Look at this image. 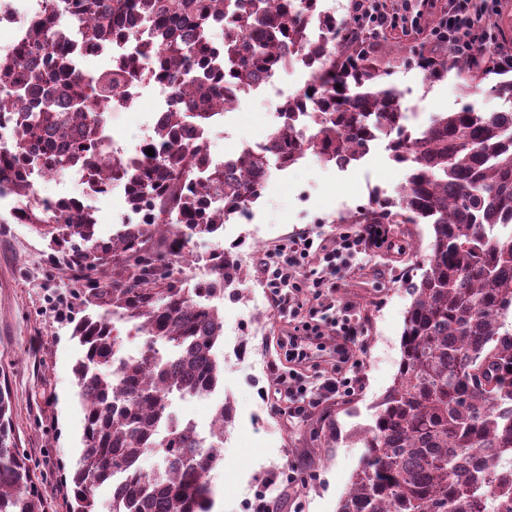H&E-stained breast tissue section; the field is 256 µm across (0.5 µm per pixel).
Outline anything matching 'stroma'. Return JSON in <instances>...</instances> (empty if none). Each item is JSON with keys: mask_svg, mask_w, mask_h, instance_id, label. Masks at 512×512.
Wrapping results in <instances>:
<instances>
[{"mask_svg": "<svg viewBox=\"0 0 512 512\" xmlns=\"http://www.w3.org/2000/svg\"><path fill=\"white\" fill-rule=\"evenodd\" d=\"M389 80L416 110L413 125L439 112L473 103L495 111L503 99L465 93L455 75L428 82L415 65L391 61ZM282 106L274 93L242 97L225 129L208 140L212 156L238 153L262 139ZM156 102L145 95L129 110L114 113L113 133L137 143L152 124ZM406 170L390 159L385 141L362 160L340 169L313 154L271 180L253 206L254 220H227L220 237L195 238L204 255L214 248L242 254L246 280L238 296L224 298V380L212 399L176 406L179 418L210 421L214 405L234 400L235 418L223 444L224 464L213 474L219 512H239L243 500L266 499L273 512H336L365 453L363 432L373 425L377 405L394 382L401 357L404 317L410 303L405 283L418 279L429 251L425 224L388 225V239L359 255L336 278V302L349 307L359 324L360 367L337 362L319 339L300 372L306 383L327 377L350 379L353 392L340 398L294 399L289 363L281 340L288 316L274 311L270 288L257 271L259 257L287 246L291 235L309 230L314 239L347 231L337 212L356 215L374 192L391 197ZM13 200L0 201V386L10 391L18 446L29 458L42 493L55 512H66L70 475L83 446V407L73 375L81 348L72 321L100 312L98 300L80 303L63 260H50V245L30 225L14 223ZM332 422L336 433L324 431Z\"/></svg>", "mask_w": 512, "mask_h": 512, "instance_id": "stroma-1", "label": "stroma"}]
</instances>
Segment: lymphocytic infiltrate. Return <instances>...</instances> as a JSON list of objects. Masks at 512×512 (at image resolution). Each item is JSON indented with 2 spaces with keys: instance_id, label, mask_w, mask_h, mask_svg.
I'll list each match as a JSON object with an SVG mask.
<instances>
[{
  "instance_id": "f902f5d3",
  "label": "lymphocytic infiltrate",
  "mask_w": 512,
  "mask_h": 512,
  "mask_svg": "<svg viewBox=\"0 0 512 512\" xmlns=\"http://www.w3.org/2000/svg\"><path fill=\"white\" fill-rule=\"evenodd\" d=\"M424 2L397 0L396 4L390 5L386 0H356L368 27L377 31L398 25L406 30L420 29ZM499 12V0H448L447 7L437 16L431 29L432 41L447 47L454 65H478L480 57L475 45L496 43ZM384 236V225L365 224L356 233L340 235L334 246L326 248L325 266L320 276L312 281L313 303L309 306L300 297L302 287L297 275L314 245L311 234H302L289 246L260 259L258 271L271 288L273 307L287 312L289 321L294 324L283 341L289 360L300 364L308 359L305 339L320 335V327L324 324L329 325L333 333L337 357L343 361L352 358L359 327L347 312L337 311L333 297L334 278L337 272L349 267L357 255L367 252Z\"/></svg>"
}]
</instances>
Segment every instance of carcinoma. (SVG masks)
<instances>
[{
  "instance_id": "carcinoma-1",
  "label": "carcinoma",
  "mask_w": 512,
  "mask_h": 512,
  "mask_svg": "<svg viewBox=\"0 0 512 512\" xmlns=\"http://www.w3.org/2000/svg\"><path fill=\"white\" fill-rule=\"evenodd\" d=\"M23 41L0 54V113L20 117L17 135L0 143V196L14 197L24 223L64 249L70 268L88 277L112 263V283L91 292L105 311L73 328L82 347L74 367L83 405L84 448L70 478L68 512H217L211 473L224 464V434L234 418L226 400L200 435L171 418L169 399L216 389L224 362L225 290L243 282L238 257L214 255L202 290L186 288L154 239L181 259L192 239L212 236L233 213L255 203L271 155L290 167L312 152L326 162L358 161L388 139L406 166L392 198L358 212V224H428L430 252L411 297L401 335L399 369L364 432L367 453L337 512H512V108L466 106L423 127L407 125L402 92L386 82L385 45L362 37L355 22L320 11V0H44ZM328 39L314 45L308 25ZM132 42L136 50L105 58L99 50ZM302 52L312 81L289 97L287 119L261 151L234 166L210 165L187 144L189 123L202 125L227 95L245 93L277 70L285 50ZM413 63L430 82L444 79L448 53H418ZM489 62L458 76L466 88L512 102V77ZM158 82L179 103L152 129L159 152L128 163L98 152L97 112L113 96ZM341 89H336V86ZM312 132L304 135L299 115ZM91 181L121 188L135 206L154 201L159 217L97 237L91 209L75 199L42 201L27 182L30 161L56 176L75 159ZM203 181L186 191L182 182ZM133 323L145 344L115 363L122 347L112 319ZM155 452L167 466L152 472L140 458ZM125 480L106 508L96 491ZM38 477L20 452L0 388V512H47Z\"/></svg>"
}]
</instances>
